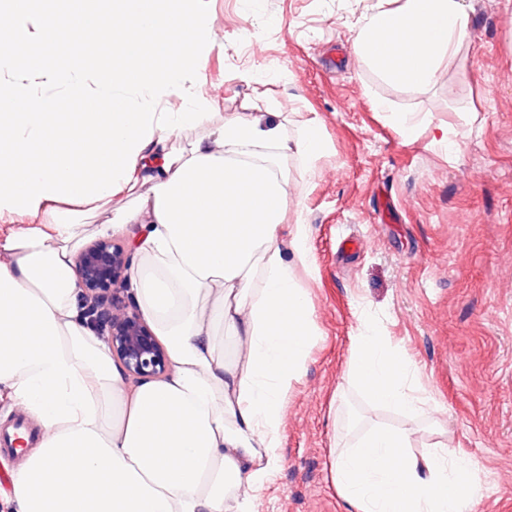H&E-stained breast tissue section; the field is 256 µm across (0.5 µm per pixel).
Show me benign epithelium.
<instances>
[{
    "label": "benign epithelium",
    "mask_w": 512,
    "mask_h": 512,
    "mask_svg": "<svg viewBox=\"0 0 512 512\" xmlns=\"http://www.w3.org/2000/svg\"><path fill=\"white\" fill-rule=\"evenodd\" d=\"M131 266V253L110 240L87 245L75 258L86 323L104 337L124 371L136 379L166 375L169 359L137 305L118 295Z\"/></svg>",
    "instance_id": "1"
}]
</instances>
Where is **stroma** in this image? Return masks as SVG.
Masks as SVG:
<instances>
[{
	"instance_id": "1",
	"label": "stroma",
	"mask_w": 512,
	"mask_h": 512,
	"mask_svg": "<svg viewBox=\"0 0 512 512\" xmlns=\"http://www.w3.org/2000/svg\"><path fill=\"white\" fill-rule=\"evenodd\" d=\"M470 37L439 82L408 90L353 53L350 27L378 0H204L217 41L188 85L215 120L273 98L289 138L318 119L312 178L289 155V217L308 226L307 284L320 338L284 408L281 464L251 512H345L332 451L373 425L407 429L412 453L469 458L472 512H512V0H463ZM276 72L244 84L238 71ZM389 100L378 112L373 99ZM415 117L411 140L396 113ZM447 124L451 151L432 143ZM368 320L413 361L417 419L346 378Z\"/></svg>"
}]
</instances>
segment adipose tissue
<instances>
[{
  "instance_id": "adipose-tissue-1",
  "label": "adipose tissue",
  "mask_w": 512,
  "mask_h": 512,
  "mask_svg": "<svg viewBox=\"0 0 512 512\" xmlns=\"http://www.w3.org/2000/svg\"><path fill=\"white\" fill-rule=\"evenodd\" d=\"M13 40L66 31L73 64L0 51V216L32 222L0 235V387L39 423L10 473L14 512H250L280 463L283 411L318 337L306 282L317 268L308 227L287 223L288 171L314 175L317 119L288 139L270 105L215 124L187 93L215 41L186 0H61L54 13L0 0ZM462 0H381L352 30L359 60L426 90L467 42ZM113 47L111 64L87 54ZM176 96L184 106L163 112ZM76 112L52 126L51 112ZM189 127L188 148L169 143ZM137 192L133 206L112 200ZM112 211L104 234L134 232L128 274L164 340L162 379L128 394L107 343L75 319L84 206ZM404 351L370 324L350 341L347 376L371 400L417 414ZM407 431L373 426L337 452L332 481L350 512H469L472 462L449 448L409 453Z\"/></svg>"
}]
</instances>
